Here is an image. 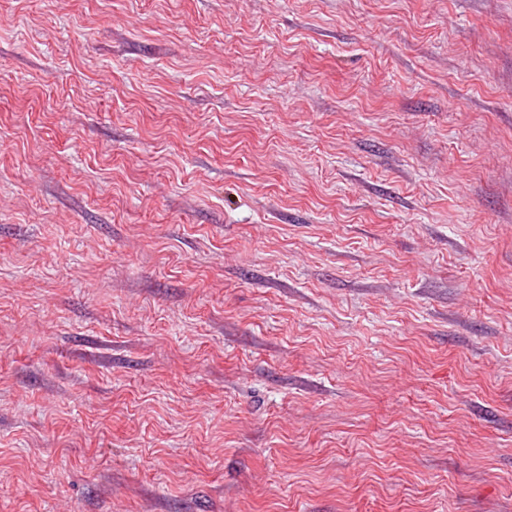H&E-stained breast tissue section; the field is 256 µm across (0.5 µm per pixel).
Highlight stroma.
<instances>
[{"instance_id":"obj_1","label":"stroma","mask_w":512,"mask_h":512,"mask_svg":"<svg viewBox=\"0 0 512 512\" xmlns=\"http://www.w3.org/2000/svg\"><path fill=\"white\" fill-rule=\"evenodd\" d=\"M0 512H512V0H0Z\"/></svg>"}]
</instances>
